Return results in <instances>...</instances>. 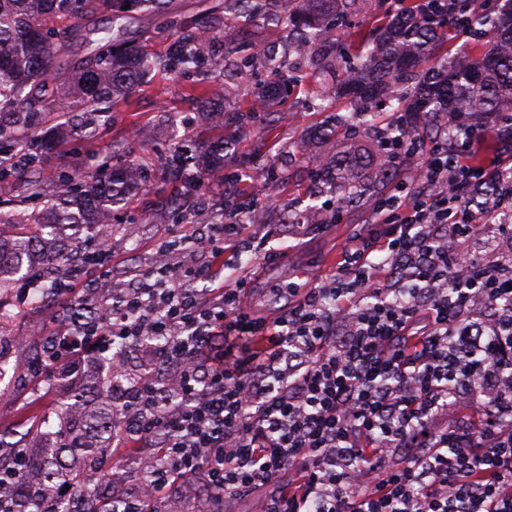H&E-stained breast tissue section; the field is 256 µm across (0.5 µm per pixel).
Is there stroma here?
<instances>
[{
    "label": "stroma",
    "mask_w": 512,
    "mask_h": 512,
    "mask_svg": "<svg viewBox=\"0 0 512 512\" xmlns=\"http://www.w3.org/2000/svg\"><path fill=\"white\" fill-rule=\"evenodd\" d=\"M396 11V0H356L346 22L331 20L327 27L333 37L342 39L348 32L370 29L375 19ZM118 35L141 42L157 54L169 50L175 38L165 16L135 10L121 19ZM259 47L285 51L287 27L230 15L224 19L222 36L204 44L208 63L201 72L156 74L150 82L137 86L128 99L102 104L103 115L95 128L84 129L83 113L72 102L55 104L43 113V127H52L63 117L74 126L70 140L43 158L41 177L47 193L59 190L62 175L96 174L107 154L113 163L132 165L146 174L127 204L113 215L110 261L103 268L88 266L82 273L85 284L97 285L105 271L111 278L130 281L135 272L151 264L158 244L170 234L185 236L214 222L227 189L223 176L208 175L196 186L170 180L161 159L176 145L191 150L199 143H224L226 169H249L246 181L238 185L241 198L256 205L249 219V235L260 236L267 224L280 225L278 247L287 246L294 252V264L287 269L273 266L259 255L247 264L249 302L259 316L272 317L287 308V284L310 288L325 280L324 258L342 256L351 237L368 233L373 204L390 191L393 180L346 204L342 222L324 229L318 210L332 196L315 184L312 173L332 163L352 144L377 154L380 136L394 119L393 106L379 105L364 116L349 114L355 128L352 139L323 137L339 101L329 92L331 80L322 79L310 60L301 56L290 61L299 78L290 93L276 97L262 122L236 124L235 114L248 109L275 80L263 57L255 53ZM199 84L221 88L206 112L199 111L189 94L190 86ZM271 167L280 174L283 201L275 210L262 205L268 193L264 173ZM174 196L180 202L176 211L168 205ZM73 311L65 295L55 293L47 301L34 300L23 281L0 298V316L6 319L0 337L8 344V365L0 376V438L4 441H16L37 427L56 430L62 403L82 391L80 381L55 378L38 383L30 374L47 337L54 327L69 323Z\"/></svg>",
    "instance_id": "1"
}]
</instances>
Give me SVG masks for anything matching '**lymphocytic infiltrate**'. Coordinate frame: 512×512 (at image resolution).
Listing matches in <instances>:
<instances>
[{
	"instance_id": "lymphocytic-infiltrate-1",
	"label": "lymphocytic infiltrate",
	"mask_w": 512,
	"mask_h": 512,
	"mask_svg": "<svg viewBox=\"0 0 512 512\" xmlns=\"http://www.w3.org/2000/svg\"><path fill=\"white\" fill-rule=\"evenodd\" d=\"M448 128L383 153L405 176L371 231L275 319L245 306L246 278L211 285L229 248L251 246L243 208L166 241L164 266L128 287L70 272L85 316L54 331L40 374L108 352L124 377L117 338L157 374L113 413L142 454L121 512L191 478L216 505L268 489L261 512H512V146L488 163L486 126ZM489 232L493 254L467 250Z\"/></svg>"
}]
</instances>
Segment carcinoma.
Instances as JSON below:
<instances>
[{
    "label": "carcinoma",
    "instance_id": "1",
    "mask_svg": "<svg viewBox=\"0 0 512 512\" xmlns=\"http://www.w3.org/2000/svg\"><path fill=\"white\" fill-rule=\"evenodd\" d=\"M165 0H0V292L14 277L38 267L52 269L82 242H64L65 231L93 230L112 224L114 208L126 203L140 178L129 166L109 167L108 173L78 182L70 180L52 196H45L39 176L43 153L64 143L71 130L55 125L46 132L36 118L60 100L73 99L85 114L98 112V104L112 97H127L155 70L185 73L201 64L200 53L188 49L224 30V11L268 16V0H224L211 12L192 19L168 17V26L181 34L166 54L148 52L137 43H115L96 50L76 70L64 63L65 50L87 39L82 21L99 13L112 17L125 5L159 13ZM292 40L306 48L314 64L327 66L336 58L327 45L324 17L351 10L354 0H289ZM439 0H405L401 10L368 31L348 33L347 47L358 66L338 75L334 92L349 97L361 112L395 101L406 112L424 117L435 126L434 115L456 112L474 120L497 118L512 123V0H503L497 13L480 14L473 0H454L452 9ZM466 24L479 42L473 58L440 57V45L452 51L446 30ZM189 160L187 150L176 147L164 157L168 178H182ZM392 172L374 159L357 153L317 173L336 198L346 200L375 187ZM43 198V211L21 208L29 199ZM112 398L106 392L86 401L80 415L67 418L56 432L37 431L43 451L17 443L0 468L13 464V512H113L112 486L98 489L92 475L101 467L112 442ZM74 486L73 511L57 502L51 488Z\"/></svg>",
    "mask_w": 512,
    "mask_h": 512
}]
</instances>
